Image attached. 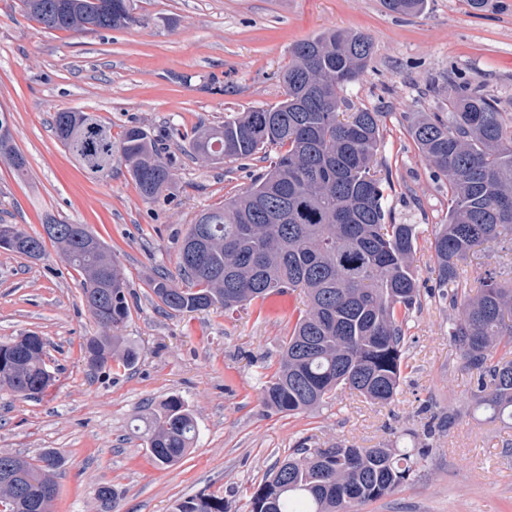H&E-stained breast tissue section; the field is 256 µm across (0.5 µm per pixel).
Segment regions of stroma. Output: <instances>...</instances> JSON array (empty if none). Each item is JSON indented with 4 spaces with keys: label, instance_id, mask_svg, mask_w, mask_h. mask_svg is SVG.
<instances>
[{
    "label": "stroma",
    "instance_id": "35a3bbf8",
    "mask_svg": "<svg viewBox=\"0 0 512 512\" xmlns=\"http://www.w3.org/2000/svg\"><path fill=\"white\" fill-rule=\"evenodd\" d=\"M139 25L111 31L47 30L26 19L20 0H0V117L14 131L25 175L0 160V224L29 233L45 216L86 224L110 247L127 280L130 317L122 336L138 350L134 367L90 370L85 337L98 327L82 277L54 247L34 261L0 249V342L33 331L46 343L53 386L35 399L0 392V450L64 459L53 512H101L108 484L120 512H171L198 493L243 512L246 487L259 483L300 439L318 446L410 448L425 440L422 407L463 409L475 377L448 339V311L432 298L431 242L448 214V184L434 179L406 131L413 112L448 111L458 84L481 87L512 113V0L474 14L467 0H427L423 14L388 12L382 0H135ZM327 29L361 32L374 45L369 70L343 95L381 112L378 168L394 189L386 207L414 224V266L422 288L409 323V367L395 400L366 402L342 389L315 412H266L260 389L306 308L301 291L222 309L175 313L159 308L149 283L175 272L190 224L223 205L262 173L247 159L211 164L180 154L194 131L283 98L279 75L290 47ZM96 115L120 137L145 126L176 152L169 201H145L127 168L94 180L52 130L55 113ZM462 283L477 293L484 277L512 285V235L474 248ZM193 413L191 452L162 469L150 459L146 410L170 396ZM418 476L358 512H512V421L465 413L435 435Z\"/></svg>",
    "mask_w": 512,
    "mask_h": 512
}]
</instances>
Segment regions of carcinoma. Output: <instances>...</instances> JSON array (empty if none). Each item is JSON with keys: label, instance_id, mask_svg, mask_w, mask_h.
I'll use <instances>...</instances> for the list:
<instances>
[{"label": "carcinoma", "instance_id": "cac0c4a2", "mask_svg": "<svg viewBox=\"0 0 512 512\" xmlns=\"http://www.w3.org/2000/svg\"><path fill=\"white\" fill-rule=\"evenodd\" d=\"M24 16L47 30H112L140 23L133 0H22ZM425 0H384L401 15L421 12ZM281 74L284 99L254 107L200 128L188 152L213 164L260 155L268 167L224 206L203 211L188 234L203 233L208 250L199 258L181 243L177 274L156 275L150 288L173 312L224 314L290 288L303 290L306 310L298 317L277 366L266 375L264 407L294 415L328 404L339 387L374 403L396 395L406 364V331L421 288L413 267L415 224L393 222L385 206L389 177L376 175L383 113L352 108L342 92L370 67L373 43L362 33L331 29L289 49ZM53 130L64 148L93 179L101 165L91 159L121 150L143 199L156 202L170 191L171 152L139 125L112 139L111 127L83 111L54 115ZM407 132L436 179L448 181V218L432 242L436 292L456 312L448 338L476 376L470 392L478 408L512 420V287L488 279L480 291L459 297L461 264L481 244L512 234V114L476 86L462 85L449 98L448 118L413 112ZM0 158L21 174L27 161L14 146L0 144ZM56 228L49 243L83 277V297L100 329L85 338L87 364L102 369L115 360L129 367L138 352L116 334L130 315L126 279L108 247L85 224L48 216ZM93 239L95 249L86 247ZM42 234L19 227L0 248L27 258L45 255ZM189 284L180 288L176 279ZM45 342L35 332L0 344V392L31 398L52 378L41 368ZM461 412L432 413L428 435L453 425ZM196 437L192 412L170 397L147 430V447L160 468L180 462ZM389 445L321 448L303 441L295 455L270 469L246 495L245 512H356L357 506L389 495L412 481L429 455ZM62 456L46 449L27 459L0 451L4 512H43L54 500L55 471ZM101 512H115L119 498L102 485ZM172 512H225L224 499L199 494L176 502Z\"/></svg>", "mask_w": 512, "mask_h": 512}]
</instances>
